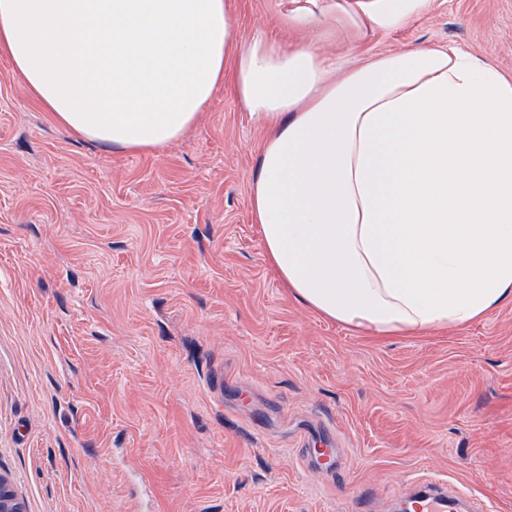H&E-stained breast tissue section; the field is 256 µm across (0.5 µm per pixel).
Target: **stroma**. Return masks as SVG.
Masks as SVG:
<instances>
[{
	"mask_svg": "<svg viewBox=\"0 0 512 512\" xmlns=\"http://www.w3.org/2000/svg\"><path fill=\"white\" fill-rule=\"evenodd\" d=\"M271 3L231 0L238 36L286 39ZM451 42L512 74V0H431L359 51ZM263 138L227 85L163 151L75 139L0 56V475L25 512H352L363 486L394 512L434 476L512 512V303L378 340L322 319L265 262Z\"/></svg>",
	"mask_w": 512,
	"mask_h": 512,
	"instance_id": "35a3bbf8",
	"label": "stroma"
}]
</instances>
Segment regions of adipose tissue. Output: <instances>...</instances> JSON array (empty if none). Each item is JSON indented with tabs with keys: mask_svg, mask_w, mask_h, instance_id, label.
<instances>
[{
	"mask_svg": "<svg viewBox=\"0 0 512 512\" xmlns=\"http://www.w3.org/2000/svg\"><path fill=\"white\" fill-rule=\"evenodd\" d=\"M310 44L236 34L230 0H0V53L68 134L159 152L224 83L267 128L250 208L277 279L372 336L512 302V76L452 44L359 59L430 0H273Z\"/></svg>",
	"mask_w": 512,
	"mask_h": 512,
	"instance_id": "1",
	"label": "adipose tissue"
}]
</instances>
